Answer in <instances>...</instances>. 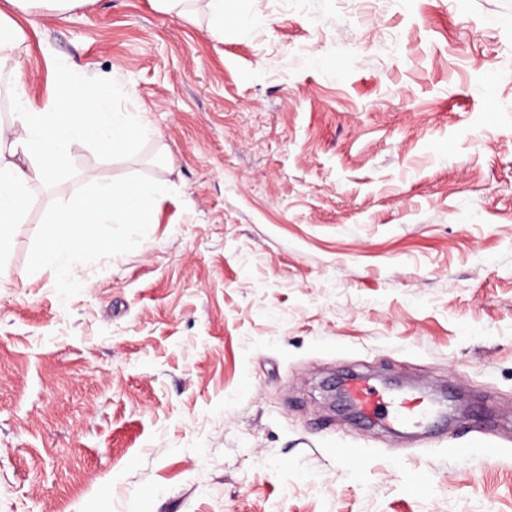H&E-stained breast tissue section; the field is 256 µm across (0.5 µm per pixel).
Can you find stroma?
I'll return each instance as SVG.
<instances>
[{
    "label": "stroma",
    "instance_id": "1",
    "mask_svg": "<svg viewBox=\"0 0 512 512\" xmlns=\"http://www.w3.org/2000/svg\"><path fill=\"white\" fill-rule=\"evenodd\" d=\"M237 10L16 16L35 101L109 80L153 133L70 143L0 253V512H512V0ZM96 181L154 223L32 270ZM352 371L440 420L356 424Z\"/></svg>",
    "mask_w": 512,
    "mask_h": 512
}]
</instances>
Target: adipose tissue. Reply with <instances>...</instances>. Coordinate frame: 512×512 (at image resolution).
<instances>
[{
  "label": "adipose tissue",
  "mask_w": 512,
  "mask_h": 512,
  "mask_svg": "<svg viewBox=\"0 0 512 512\" xmlns=\"http://www.w3.org/2000/svg\"><path fill=\"white\" fill-rule=\"evenodd\" d=\"M25 40L24 29L0 11V72L10 73L16 103L10 120L0 122V250L22 222L31 188L48 184L65 163L68 143L89 142L109 155L126 150L150 130L140 114L113 111V85L92 89L73 72L59 76L54 100L34 102L19 54ZM163 191L159 184L96 186L57 212L30 257L31 267L52 268L61 280L82 284L76 240H93L95 229L111 221L153 223V204Z\"/></svg>",
  "instance_id": "ef3b65f1"
}]
</instances>
